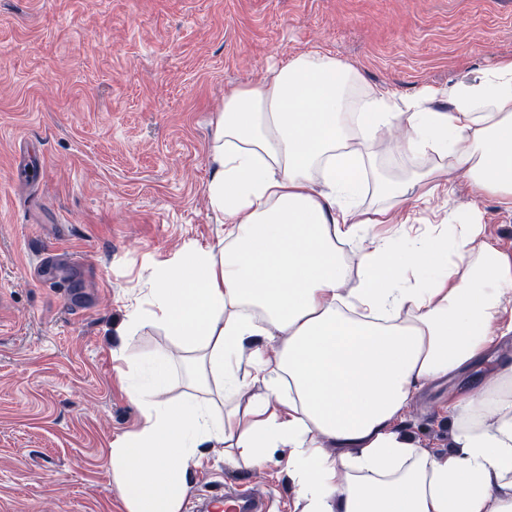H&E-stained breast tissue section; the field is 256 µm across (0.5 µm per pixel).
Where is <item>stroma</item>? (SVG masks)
Masks as SVG:
<instances>
[{
  "instance_id": "1",
  "label": "stroma",
  "mask_w": 512,
  "mask_h": 512,
  "mask_svg": "<svg viewBox=\"0 0 512 512\" xmlns=\"http://www.w3.org/2000/svg\"><path fill=\"white\" fill-rule=\"evenodd\" d=\"M318 49L397 102L438 93L512 56V0H0V512H121L105 456L142 421L119 369L171 349L167 396L190 400L163 332L125 335L154 266L187 244L208 249L216 223L209 151L224 100L290 55ZM41 170L26 181L18 172ZM408 203L407 235L478 208L483 235L512 252V211L439 173ZM76 252L50 278L41 253ZM450 383L425 385L405 430L447 452L439 414ZM302 512L285 450L261 469L210 448L191 491L224 476Z\"/></svg>"
}]
</instances>
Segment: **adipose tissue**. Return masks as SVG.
<instances>
[{"label": "adipose tissue", "instance_id": "ef3b65f1", "mask_svg": "<svg viewBox=\"0 0 512 512\" xmlns=\"http://www.w3.org/2000/svg\"><path fill=\"white\" fill-rule=\"evenodd\" d=\"M444 96V110L428 92L398 105L311 50L225 99L207 193L227 242L156 266L148 309L124 325L130 336L161 328L197 364L206 398H164L165 349L144 382L123 372L143 421L108 450L122 512H182L205 446L235 449L250 468L287 449L303 512H512V361L498 355L512 334V255L484 238L475 208L451 235L400 247L369 233L389 223L387 209L368 222L357 207L366 171L397 207L439 188L429 172L377 171L368 146L387 133L394 152L436 156L512 210V57ZM355 240L360 280L349 290L341 246ZM274 337L276 374L261 344ZM250 341L269 394L242 409L236 361ZM441 380L456 383L446 406L455 446L436 455L400 426L417 391Z\"/></svg>", "mask_w": 512, "mask_h": 512}]
</instances>
